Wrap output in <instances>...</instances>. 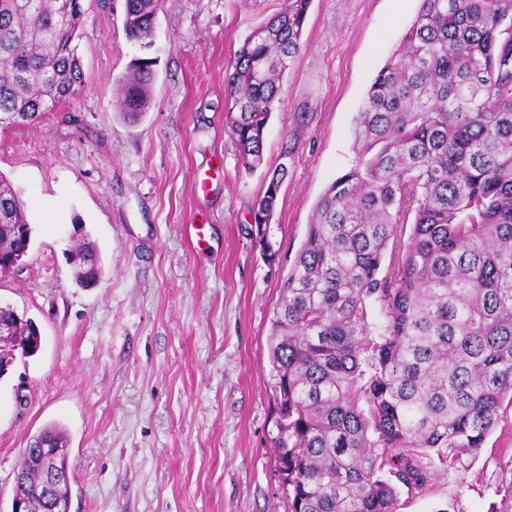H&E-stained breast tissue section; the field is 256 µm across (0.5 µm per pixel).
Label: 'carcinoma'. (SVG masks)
Here are the masks:
<instances>
[{
	"instance_id": "carcinoma-1",
	"label": "carcinoma",
	"mask_w": 512,
	"mask_h": 512,
	"mask_svg": "<svg viewBox=\"0 0 512 512\" xmlns=\"http://www.w3.org/2000/svg\"><path fill=\"white\" fill-rule=\"evenodd\" d=\"M311 5L283 0L225 71L230 134L248 173L263 163L279 78ZM159 9L160 0H125L129 41L152 46ZM83 17L82 0H0L1 128L76 96ZM155 66L137 57L116 81L123 118L148 112ZM308 116L296 113L282 154L294 157ZM353 149L352 167L315 205L272 321L288 512H397L401 490L417 493L477 456L512 402V0H420L368 90ZM287 178L279 165L267 174L245 226L269 264L279 260L273 220ZM33 235L26 203L0 176V254ZM76 260L77 281L94 282L90 242ZM21 335L34 355L33 324ZM64 443L56 427L35 437L21 466L25 494L42 481L33 458Z\"/></svg>"
}]
</instances>
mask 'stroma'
<instances>
[{"label": "stroma", "instance_id": "1", "mask_svg": "<svg viewBox=\"0 0 512 512\" xmlns=\"http://www.w3.org/2000/svg\"><path fill=\"white\" fill-rule=\"evenodd\" d=\"M111 3L83 0L75 98L0 128V176L34 227L26 270L0 277V305L41 334L0 379V512L30 440L54 424L70 512H286L269 345L280 281L318 198L352 164L356 115L420 0H313L265 131L272 168L294 112L311 114L281 188L273 265L244 230L265 180L239 170L224 70L282 0H162L144 52L125 36L123 0ZM143 53L157 60L152 105L131 124L112 107L114 83ZM85 240L102 274L80 288L72 252ZM501 415L476 460L401 495L398 512H512V405Z\"/></svg>", "mask_w": 512, "mask_h": 512}]
</instances>
